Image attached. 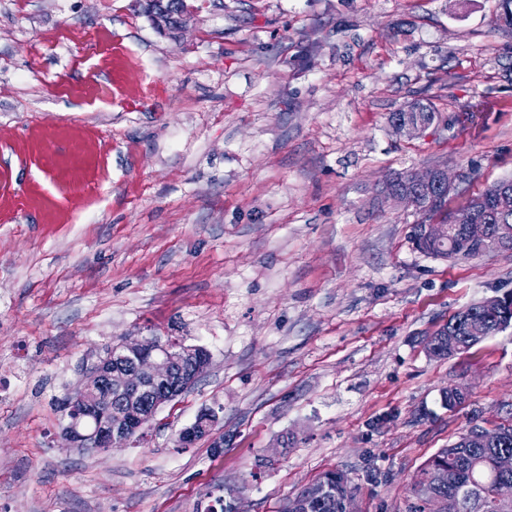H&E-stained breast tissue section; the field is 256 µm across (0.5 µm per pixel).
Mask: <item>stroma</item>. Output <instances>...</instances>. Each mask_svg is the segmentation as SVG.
<instances>
[{
    "instance_id": "stroma-1",
    "label": "stroma",
    "mask_w": 512,
    "mask_h": 512,
    "mask_svg": "<svg viewBox=\"0 0 512 512\" xmlns=\"http://www.w3.org/2000/svg\"><path fill=\"white\" fill-rule=\"evenodd\" d=\"M188 2L166 30L139 0H0V512H281L329 471L351 512H406L428 458L512 419V326L427 351L512 294V250L421 253L377 185L444 163L456 208L512 178V27L499 0ZM125 336L211 362L144 440L62 447L59 399ZM211 406L223 452L177 446ZM511 295L484 301V310L492 313H486L479 304H474L467 307L469 311L468 320L460 321L459 316L454 315L449 319L448 324L430 337L428 341L429 353L438 359L455 357L469 351L487 337L493 336L510 321L512 323V302L509 312L494 314L503 310L505 304L510 301ZM448 328L454 329L457 334L458 347L455 351L448 348V341L454 343V333L448 331ZM471 328H478L481 335L473 336Z\"/></svg>"
}]
</instances>
